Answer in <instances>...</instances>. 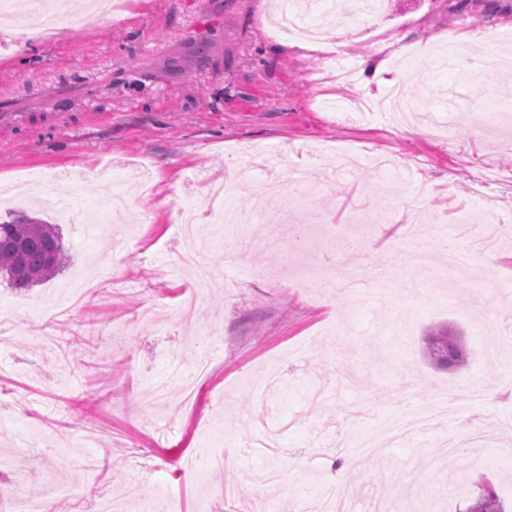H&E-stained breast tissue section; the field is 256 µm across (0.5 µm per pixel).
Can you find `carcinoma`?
<instances>
[{
  "instance_id": "cac0c4a2",
  "label": "carcinoma",
  "mask_w": 512,
  "mask_h": 512,
  "mask_svg": "<svg viewBox=\"0 0 512 512\" xmlns=\"http://www.w3.org/2000/svg\"><path fill=\"white\" fill-rule=\"evenodd\" d=\"M63 256L62 238L54 225L19 217L0 222V279L9 287L28 289L55 277ZM425 343L431 365L448 370L464 365L460 336L448 328L432 330ZM465 512H506V504L492 483L481 481Z\"/></svg>"
}]
</instances>
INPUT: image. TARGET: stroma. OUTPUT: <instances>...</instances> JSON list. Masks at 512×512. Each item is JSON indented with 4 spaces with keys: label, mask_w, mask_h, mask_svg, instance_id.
I'll use <instances>...</instances> for the list:
<instances>
[{
    "label": "stroma",
    "mask_w": 512,
    "mask_h": 512,
    "mask_svg": "<svg viewBox=\"0 0 512 512\" xmlns=\"http://www.w3.org/2000/svg\"><path fill=\"white\" fill-rule=\"evenodd\" d=\"M278 2L125 0L90 27L75 0H53L68 19L33 45L30 0L0 19V219L57 224L68 256L30 291L0 283V476L50 512L115 499L144 512L167 496L182 512H291L298 489L350 486L381 512H462L481 479L512 502L498 457L512 432L495 425L512 395L477 404L463 390L512 379V342L486 346L512 328V0H386L344 24L345 98L380 99L401 81L406 103L449 124L439 139L383 112L326 109L325 65L277 34ZM391 35L407 52L387 48ZM458 39L485 66L465 92L463 61L446 54ZM270 151L301 195L299 221L254 218L266 187L253 165ZM207 172L237 185L254 239L230 265L224 225H197L215 273L198 290L178 265L175 211L204 205ZM387 199L384 223L366 225ZM485 209L500 222L476 223ZM314 236L357 241L349 274L363 297L335 309L301 287ZM445 238L471 255L450 280ZM111 260L113 283L99 282ZM193 289L188 323L178 308ZM440 325L463 338L458 370L425 356ZM451 389L454 417L362 452ZM339 459L356 462L344 482ZM267 468L280 484L242 483Z\"/></svg>",
    "instance_id": "35a3bbf8"
}]
</instances>
